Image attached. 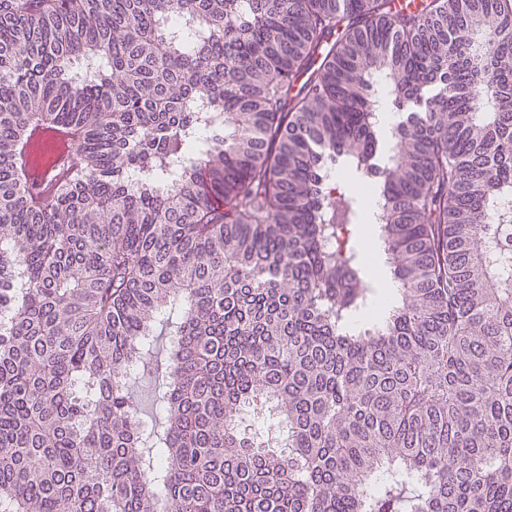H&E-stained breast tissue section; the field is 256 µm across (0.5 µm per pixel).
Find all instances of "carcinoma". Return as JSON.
I'll return each instance as SVG.
<instances>
[{"label": "carcinoma", "instance_id": "cac0c4a2", "mask_svg": "<svg viewBox=\"0 0 512 512\" xmlns=\"http://www.w3.org/2000/svg\"><path fill=\"white\" fill-rule=\"evenodd\" d=\"M509 195L512 0H0V512H512ZM51 138L54 148L50 163L36 165L30 159L31 147ZM75 164L74 150L69 137L62 133H52L43 129H34L31 135L26 164L23 166V176L28 182H37L40 185L41 200L46 201L56 188L61 174L73 168Z\"/></svg>", "mask_w": 512, "mask_h": 512}]
</instances>
